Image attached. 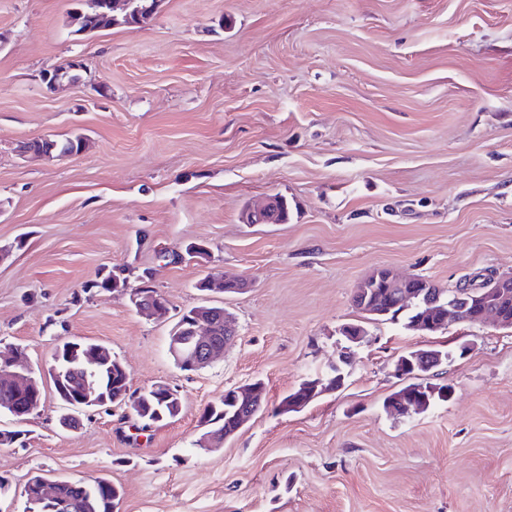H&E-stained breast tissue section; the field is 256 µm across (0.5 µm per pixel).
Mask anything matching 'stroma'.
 <instances>
[{
	"mask_svg": "<svg viewBox=\"0 0 512 512\" xmlns=\"http://www.w3.org/2000/svg\"><path fill=\"white\" fill-rule=\"evenodd\" d=\"M85 0H0V348L48 369L62 340L111 348L138 393L177 389L182 411L142 424L124 406L79 412L48 392L0 446L23 512L34 473L104 478L120 512H512V332L458 323L432 334L371 320L358 284L388 267L444 288L512 275V0H162L134 26L79 35ZM88 71L52 89L70 59ZM86 135L76 157L23 162L20 143ZM287 199L285 224L245 206ZM204 242L205 256L171 262ZM143 271L170 315L126 294L83 293L99 271ZM220 271L241 293H202ZM224 306L237 337L181 371L172 317ZM351 347L340 390L280 401ZM467 353H460L461 345ZM440 349L448 401L396 414L399 356ZM255 380L266 399L222 448L197 442L204 408ZM279 201L271 198L266 204L258 207H249L243 211L241 219L245 224H279L277 209Z\"/></svg>",
	"mask_w": 512,
	"mask_h": 512,
	"instance_id": "1",
	"label": "stroma"
}]
</instances>
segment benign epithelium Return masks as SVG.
I'll list each match as a JSON object with an SVG mask.
<instances>
[{"mask_svg":"<svg viewBox=\"0 0 512 512\" xmlns=\"http://www.w3.org/2000/svg\"><path fill=\"white\" fill-rule=\"evenodd\" d=\"M86 69V64L79 59H71L57 67V71L43 77L50 86L62 83L71 78V72ZM279 201L272 198L266 204L258 207H249L243 211L241 219L244 224H276L278 223L277 209ZM208 285L212 288H222L226 293L240 292L245 288L241 279L226 278L220 274L208 277ZM395 288L396 301L392 304L382 305L375 300L374 289L377 287ZM153 284L140 285L135 288L123 286L121 291L128 295L130 303L136 311L145 317L155 318L167 312V302L149 291ZM359 309L370 316H383L393 308L411 307L419 311L411 328L422 333H431L443 326L460 321H474L478 324L494 323L503 329L512 330V278L508 276L484 278L467 291H452L448 299L415 277L399 278L390 270L381 268L373 271L366 277L362 285L355 291ZM219 312L203 306L198 309V315L188 326V347L181 348L179 343L172 344L177 363L184 370L196 372L211 365L224 356V349L237 336V329L229 314H224V340L216 337ZM422 359L421 373L427 375L441 362L439 355L412 354L399 358L396 372L403 376L410 368H415V360ZM349 364L347 352L338 356V361L331 366L330 372L307 380L306 395L292 401L288 409L297 412L307 407L313 400L326 392H334L344 384L343 367ZM50 372L57 384L58 390L65 401H70L66 395L65 364L57 355L52 356ZM0 380L14 390H26L31 396L39 394V384L33 376V369L29 366L27 358L19 348H12L7 352H0ZM232 390L249 397V404L236 417L237 429L247 425L261 405L257 394L262 392V385L254 382L246 385L232 387ZM106 402V399L97 395L96 389L86 386L82 391L80 403L77 407L87 409L97 407ZM0 408L6 413H13L16 420L22 422L33 414V407L18 402L13 397L0 399Z\"/></svg>","mask_w":512,"mask_h":512,"instance_id":"benign-epithelium-1","label":"benign epithelium"}]
</instances>
